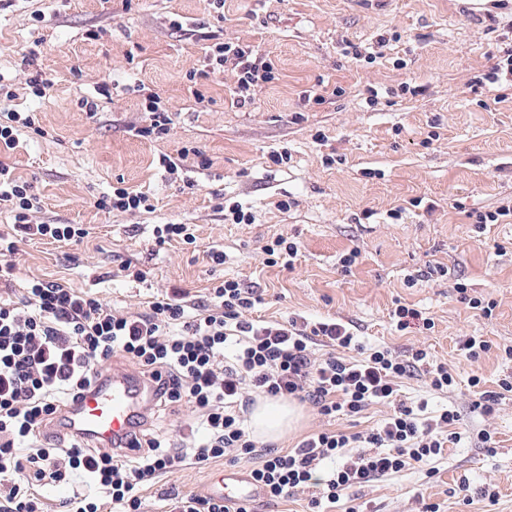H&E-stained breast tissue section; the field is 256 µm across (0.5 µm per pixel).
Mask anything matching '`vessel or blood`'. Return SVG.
<instances>
[{"label":"vessel or blood","mask_w":512,"mask_h":512,"mask_svg":"<svg viewBox=\"0 0 512 512\" xmlns=\"http://www.w3.org/2000/svg\"><path fill=\"white\" fill-rule=\"evenodd\" d=\"M153 402L152 385L125 365L116 364L76 401L62 409L57 435L69 440L91 435L104 444L131 453L136 437L148 418ZM214 497L235 506L261 498V490L242 472H215L209 483Z\"/></svg>","instance_id":"1"}]
</instances>
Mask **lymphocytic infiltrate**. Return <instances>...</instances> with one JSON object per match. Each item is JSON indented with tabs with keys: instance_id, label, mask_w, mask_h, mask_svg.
<instances>
[{
	"instance_id": "f902f5d3",
	"label": "lymphocytic infiltrate",
	"mask_w": 512,
	"mask_h": 512,
	"mask_svg": "<svg viewBox=\"0 0 512 512\" xmlns=\"http://www.w3.org/2000/svg\"><path fill=\"white\" fill-rule=\"evenodd\" d=\"M212 70L236 77L233 106L245 108L254 88L273 82L272 63L255 56L243 42H217L210 48ZM33 115L9 111L0 116V209L13 213V238L0 236V283L12 281L16 238L77 242L86 231L78 224H31L41 207L31 183L16 178L9 158L20 129H35ZM262 297L235 279L213 286L204 302L186 293L150 301L142 313H122L94 296L58 282L33 281L23 304H0V512H40L24 482L49 477L57 482L82 478L99 489L90 497L76 492L65 512H139L140 487L156 474L186 464L222 460L231 464L263 453L250 472L272 499L312 487L337 502L344 490L363 486L442 456L460 442L457 411L426 415L424 404L399 397L401 379L423 374L431 389L455 383L447 365L431 360L426 349L410 356L385 346L364 345L348 324L328 320L312 325L290 319H249ZM331 351L315 356L314 340ZM347 350L356 359L344 358ZM122 352L147 373L156 399L164 405L191 404L201 436L174 441L156 434L132 458L92 451L84 439L65 450L44 446L20 456L18 442L34 439L73 400L101 376L112 353ZM292 398L332 418L354 416L367 406H392L384 422L365 434L321 431L297 448L280 453L261 449L243 425L242 415L257 396Z\"/></svg>"
}]
</instances>
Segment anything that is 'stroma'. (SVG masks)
I'll use <instances>...</instances> for the list:
<instances>
[{"mask_svg":"<svg viewBox=\"0 0 512 512\" xmlns=\"http://www.w3.org/2000/svg\"><path fill=\"white\" fill-rule=\"evenodd\" d=\"M383 36L389 43L375 61L343 51L346 42ZM222 41L250 44L279 73L256 87L250 108L232 106L229 71L200 80L198 93L189 89L188 72L204 70L209 46ZM510 46L512 0L486 15L467 13L462 0H224L220 16L206 0H0V90L9 94L0 106L34 113L45 131L22 132L10 157L43 201L29 221L87 231L70 244L19 242L14 285L0 288V299L20 303L27 282H60L136 313L176 289L204 299L215 280L233 277L263 295L253 319L335 318L367 345L405 355L425 346L454 370L457 385L436 393L414 377L402 398L458 410L466 438L448 446L434 476L405 470L350 489L325 512H512V396L489 420L472 408L480 390L512 373L501 357L512 346V223L474 222L512 206V99L497 101V86L482 81ZM36 70L51 82L40 97L28 84ZM320 83L344 93L305 102ZM148 93L173 120L166 139L136 134L149 122ZM86 99L97 103L95 114ZM186 147L207 166L181 158ZM274 151L287 152V163L273 165ZM165 155L177 161L176 173L162 165ZM118 185L148 195L151 209L99 210L97 199ZM282 200L291 208L280 209ZM236 202L254 223L225 221ZM159 224L193 225L196 248L157 245ZM280 235L299 246L289 268L266 264L263 248ZM214 246L227 255L217 268L207 257ZM355 249L357 263L344 269ZM127 260L145 280L124 277ZM461 286L495 302L492 319L461 302ZM400 303L434 328L398 330L392 313ZM466 336L492 347L470 362L459 347ZM473 376L480 388L469 387ZM302 412L279 451L325 429L367 432L389 409L372 405L335 420L308 406ZM146 427L187 436L195 415L187 404H156ZM484 428L496 447H481ZM223 467L158 474L140 490L141 512H163L178 492L206 494ZM484 485L496 489V502L469 499L468 489Z\"/></svg>","mask_w":512,"mask_h":512,"instance_id":"1","label":"stroma"}]
</instances>
